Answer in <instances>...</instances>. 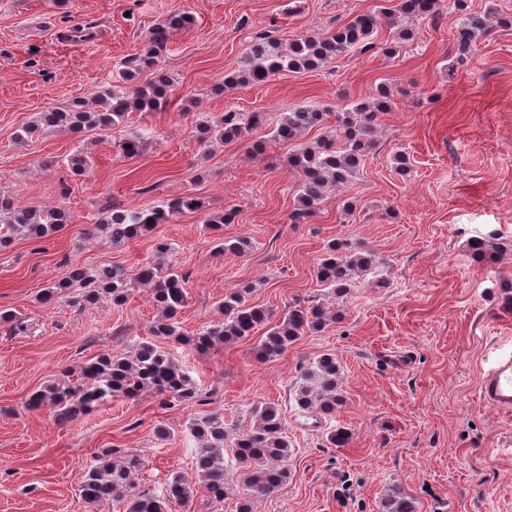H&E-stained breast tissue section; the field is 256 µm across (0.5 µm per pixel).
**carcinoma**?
Listing matches in <instances>:
<instances>
[{
  "mask_svg": "<svg viewBox=\"0 0 512 512\" xmlns=\"http://www.w3.org/2000/svg\"><path fill=\"white\" fill-rule=\"evenodd\" d=\"M387 15L392 29L391 45L385 53L393 54L401 44L414 39V31L404 21L440 14L441 0H393ZM451 9L462 15L457 39L456 60L464 61L471 43L488 35L497 24L512 25V17L491 8L485 13L470 10L468 0H452ZM189 23L185 15H173L159 24L148 38L145 53L127 60L122 79L127 91L102 86L92 99H77L64 108L41 112L29 124L15 132V140L25 143L32 136L46 130H64L70 134L110 131L126 120L133 111L156 110L166 103L170 78L157 74L153 80L142 83L139 76L154 67L166 49L173 31ZM378 18L363 14L353 21L338 26L325 34H305L284 44L267 32L251 37L243 64L224 76V87L234 88L262 83L283 72L318 70L332 60L349 53L364 54L374 48L373 36ZM378 96L369 102L351 105L336 115L335 135L313 142L300 143L288 158L292 170L300 174L295 208L291 220L305 224L320 209L328 194L343 187L352 178L369 150L378 126L380 114L388 111V92L380 87ZM325 113L314 107H299L284 114L271 137L290 141L319 127ZM260 122L257 112L227 111L216 122L208 119L196 125L197 138L207 143L213 138L225 142L244 138ZM68 167L75 176L85 174L91 167V156L78 150L68 159ZM201 201L192 196L160 200L150 209L136 211L112 205L95 230L108 234L114 244L140 236L156 224H166L183 210H200ZM0 246L6 247L16 237L43 239L58 232L71 222L63 208L22 206L8 198H0ZM379 264L372 253L359 250L349 239L333 240L326 245L325 256L317 266V282L334 295L346 294L352 281L374 270ZM189 274L171 265L147 260L133 275L123 268L107 266L88 272L76 265L66 277L42 291L44 303H51L66 291L77 292V301L87 305L108 298L113 304L125 303L135 288H146L159 318L152 327L154 336H174L199 352H207L219 344H228L252 335L255 329L267 327L257 354L262 359L280 355L301 336L319 332L329 316L326 307L313 303L306 307H288L277 321L263 306L247 304L250 287L232 291L219 302L224 319L206 326L194 336L178 332L177 317L187 303ZM143 394L156 396L163 404L179 402L201 404L203 393L186 371L159 344L140 342L134 353L103 352L80 366L76 379L46 386L28 398L29 409L49 406L54 409L55 421L63 423L78 414H88L114 399L135 398ZM294 401L298 412L332 415L343 405L340 390V369L336 355L324 353L301 371V383L295 390ZM252 426L229 436L221 414H208L190 422L191 435L201 443L195 457L198 481L216 502L236 488L240 493L239 512H253L255 501L277 490L290 478L288 462L292 456L286 423L277 405L260 403L250 410ZM232 440L237 473L235 483L229 482V462L224 444ZM112 448H104L97 455V463L90 468L80 485L79 496L89 505L129 496L138 460L117 461ZM194 485L178 472L170 475L159 496L137 495L131 498L129 512H169L176 504L190 509Z\"/></svg>",
  "mask_w": 512,
  "mask_h": 512,
  "instance_id": "carcinoma-1",
  "label": "carcinoma"
}]
</instances>
